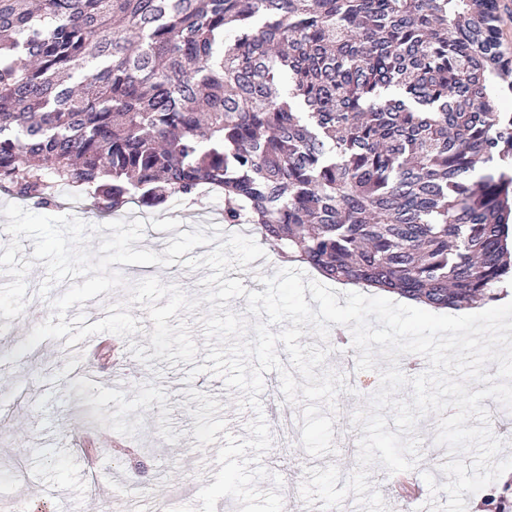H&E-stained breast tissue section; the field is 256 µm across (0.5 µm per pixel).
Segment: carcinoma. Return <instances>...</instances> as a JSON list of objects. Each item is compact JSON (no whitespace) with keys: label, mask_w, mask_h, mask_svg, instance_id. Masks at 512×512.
<instances>
[{"label":"carcinoma","mask_w":512,"mask_h":512,"mask_svg":"<svg viewBox=\"0 0 512 512\" xmlns=\"http://www.w3.org/2000/svg\"><path fill=\"white\" fill-rule=\"evenodd\" d=\"M498 0H0V184L208 190L285 262L431 308L512 285ZM484 512H512V485Z\"/></svg>","instance_id":"1"}]
</instances>
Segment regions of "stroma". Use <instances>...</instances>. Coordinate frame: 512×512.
<instances>
[{"label":"stroma","mask_w":512,"mask_h":512,"mask_svg":"<svg viewBox=\"0 0 512 512\" xmlns=\"http://www.w3.org/2000/svg\"><path fill=\"white\" fill-rule=\"evenodd\" d=\"M61 199V205L43 206L0 188V209L15 204L48 216L64 212L94 226L117 218L134 219L129 208L113 216L100 213L81 195L65 191ZM219 205L218 198L206 194L147 208L141 248L160 253L180 231L211 225L219 226L226 236L249 234L248 225L224 223ZM121 273L130 283L156 277L194 296L203 292L202 280L209 270L177 263L125 265ZM33 327L24 315L0 323V365L13 372L9 382L0 383V415L12 416L8 431L0 432V500L24 498L35 488L58 492L65 512H170L176 506L195 504L199 489L211 485L219 470L214 447L223 445L227 434L246 437L254 417L251 408L239 406L238 391L225 388L220 377L209 373L189 376L191 364H203L200 356L191 364L159 357L147 364L136 360L130 374L116 383L111 361L100 354L91 361L100 371L98 381L84 382L74 374L72 354L55 340H43L16 355ZM388 365L383 359L377 369L360 372V391L338 396L333 453L310 456L295 436L290 446L274 444L262 455V465L294 491L291 512H310L298 494L308 468L333 465L345 478L356 470L363 431L351 418L365 407L379 385L380 370ZM436 424L433 415L419 421L421 455L406 473L413 487L423 492L428 489L424 473H433L437 483L446 481L441 467L448 451L434 441ZM88 433L109 442L99 453L94 477L85 473L76 451Z\"/></svg>","instance_id":"obj_1"}]
</instances>
